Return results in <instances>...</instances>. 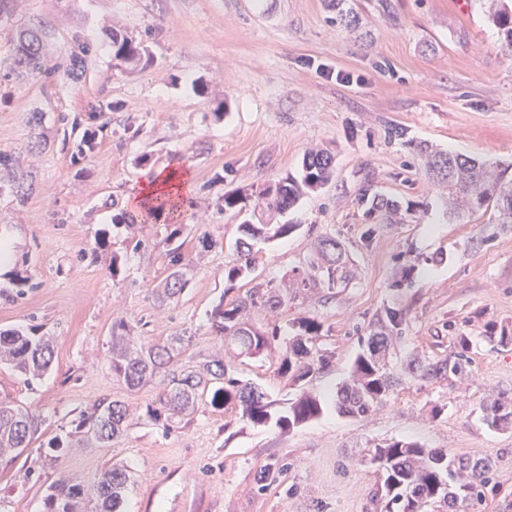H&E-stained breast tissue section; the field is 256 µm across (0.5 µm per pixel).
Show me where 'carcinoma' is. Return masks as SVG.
I'll list each match as a JSON object with an SVG mask.
<instances>
[{
    "instance_id": "1",
    "label": "carcinoma",
    "mask_w": 512,
    "mask_h": 512,
    "mask_svg": "<svg viewBox=\"0 0 512 512\" xmlns=\"http://www.w3.org/2000/svg\"><path fill=\"white\" fill-rule=\"evenodd\" d=\"M490 14L493 25L503 36V44L512 48V0H494ZM113 56L131 63L141 58L143 48L129 37H112ZM12 69L21 75L50 76L57 67L51 64L42 29L25 27L17 34ZM426 163L445 165L437 176L438 183L448 189V210L451 214L467 211L471 214L490 207L498 213V223L512 224V180L505 179V171L498 166L458 154L441 153L426 145L418 148ZM331 179V157L323 150L311 149L303 163V176H286L275 185L259 190L257 198L270 207L284 210L303 194L324 187ZM359 202L370 214L381 210L393 213L399 209L394 201L379 195H370L365 189ZM244 238L237 243L241 265L225 272L229 281L235 280L251 266L252 242L268 237L269 225L243 224ZM170 273L160 288L162 296L174 299L185 288L190 270L184 261L182 245L168 250ZM320 261L295 272L293 288L306 290L323 283L333 289L349 280V272L342 262V248L333 238L319 243ZM288 300L280 286L272 282L258 284L238 298L230 308H218L213 314V327L224 339V354L215 355L199 369L174 364L168 346L191 341L189 336H173L169 345L136 342L128 336V324L120 319L112 323L110 366L113 377L130 388H137L158 375L166 381L167 391L152 409L155 417L162 414L179 415L195 407L204 394H209L214 407L238 403L243 415L253 424H265L273 418L272 402L258 387L231 376L232 361L257 357L280 335L277 328L261 331L248 327L245 316L255 308L277 311ZM405 317L396 309H388L377 318L374 329L365 340V348L354 360L349 379L337 392L335 405L342 414L366 417L381 405L393 390L397 378L388 366L387 357L394 345L402 339ZM321 323L308 319L299 323L301 333L288 341L290 355L280 365L283 374L293 368L310 371L325 362V356L316 355L308 348L309 339L318 335ZM471 340L459 337L457 347L448 357L430 362L415 356L401 366V371L421 380H460L465 378L471 364ZM51 338L38 336L35 331H0V363L11 365L30 380L43 376L52 362ZM486 424L498 431L512 430V391L491 394L482 406ZM323 402L317 395L302 394L288 407V414L276 417L282 427L294 428L318 418ZM129 410L120 401L100 402L92 412L82 415L76 430L80 441L88 447H106L122 437ZM39 416L6 401H0V458L20 455L41 431ZM370 463L381 476L376 498L380 512H426L435 506L441 512L471 510L485 498L493 485L494 463L489 459L459 454L445 448H425L415 441L397 440L371 451ZM129 475L122 465L105 469L98 480L92 512H119ZM46 497L49 512H79L78 492L65 481L50 486Z\"/></svg>"
}]
</instances>
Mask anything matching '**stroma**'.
Listing matches in <instances>:
<instances>
[{
	"mask_svg": "<svg viewBox=\"0 0 512 512\" xmlns=\"http://www.w3.org/2000/svg\"><path fill=\"white\" fill-rule=\"evenodd\" d=\"M336 23L329 0H20L0 20V154L31 173L17 199L0 188V240L13 258L0 271V330H36L53 339V360L29 384L0 365V400L45 420L37 443L0 460V512H47L55 480L94 499L112 464L131 478L122 512H380L378 476L365 450L414 440L496 463L480 512H512V433L490 428L482 400L512 390V343L487 337L488 324L512 332V224L494 211L449 215L444 192L416 144L506 164L512 177V53L489 22L487 0H347ZM42 25L61 69L19 79L10 64L16 32ZM144 48L136 64L112 55V36ZM82 53L79 80L64 67ZM399 127L402 137L388 135ZM94 152L77 154L85 129ZM312 149L333 157L330 182L284 211L228 209L224 195L301 177ZM179 164L193 173L195 221L127 226L114 215L143 176ZM397 201L398 214H367L363 187ZM290 224L293 232L255 243L250 272L236 265L240 226ZM178 232L191 264L174 300L158 298L169 273L167 238ZM111 243L97 250L99 236ZM341 244L348 284L289 297L277 311L252 310L249 324L280 327L264 355L240 357L233 375L261 388L283 412L301 393L328 407L285 430L251 424L241 406L201 400L193 411L156 421L147 409L161 379L129 389L108 366L112 324L126 320L143 343L190 332L179 365L202 364L224 343L210 315L262 282L284 284L313 258L321 239ZM402 310L404 339L390 352L437 361L457 337L473 342L461 381L404 378L364 418L332 405L385 308ZM322 328L313 349L327 364L297 379L279 373L299 321ZM118 400L130 411L107 448L70 445L58 467L28 471L81 412Z\"/></svg>",
	"mask_w": 512,
	"mask_h": 512,
	"instance_id": "35a3bbf8",
	"label": "stroma"
}]
</instances>
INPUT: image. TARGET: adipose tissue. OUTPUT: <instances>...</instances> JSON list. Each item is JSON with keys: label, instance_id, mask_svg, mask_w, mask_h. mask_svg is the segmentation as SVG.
I'll return each mask as SVG.
<instances>
[{"label": "adipose tissue", "instance_id": "ef3b65f1", "mask_svg": "<svg viewBox=\"0 0 512 512\" xmlns=\"http://www.w3.org/2000/svg\"><path fill=\"white\" fill-rule=\"evenodd\" d=\"M190 189L191 174L188 170L177 166L159 168L148 174L133 193L127 194L126 205L140 212L162 198L170 201L169 215L175 219Z\"/></svg>", "mask_w": 512, "mask_h": 512}]
</instances>
